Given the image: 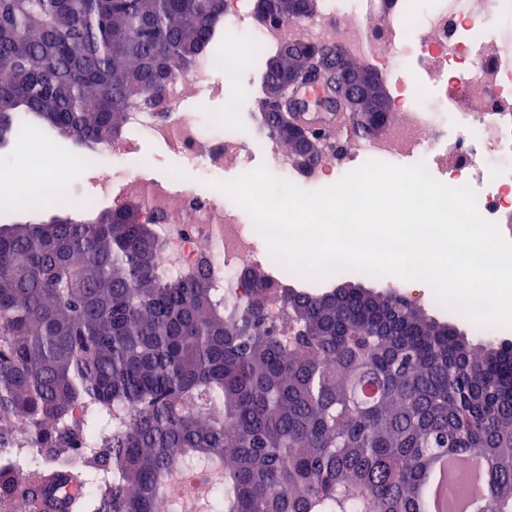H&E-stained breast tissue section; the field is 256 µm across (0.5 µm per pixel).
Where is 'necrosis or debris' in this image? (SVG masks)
<instances>
[{
    "instance_id": "necrosis-or-debris-1",
    "label": "necrosis or debris",
    "mask_w": 512,
    "mask_h": 512,
    "mask_svg": "<svg viewBox=\"0 0 512 512\" xmlns=\"http://www.w3.org/2000/svg\"><path fill=\"white\" fill-rule=\"evenodd\" d=\"M256 0H224V16L212 39L246 34L273 52L296 40L334 41L353 58L422 75L436 87L425 96L422 82L396 81L397 118L377 139L353 140L344 162L335 153L303 166L290 161L281 141L266 135L264 149L284 179L318 185L342 177L373 155L395 165L425 163L430 174L451 186H470L480 215L512 240V0H326L309 22L297 25L275 16L260 27L250 19ZM237 69L224 56L202 53L187 70H174L162 104L133 107L124 131L100 146L102 164L87 180L99 207L111 209L137 199L143 222L161 248L155 262L165 274L203 273L227 300L243 294L240 275L248 268H276L274 285L292 272L272 254L260 253L255 227L242 224L237 207L186 184L182 173L155 180L142 176L137 142L146 137L165 154L183 157L209 171L225 161H244L246 145L232 127L239 84ZM203 92L223 95V132L213 133L187 101ZM34 163L15 175L32 198L49 201L72 194L67 163H50L46 141L32 146ZM25 423L0 437V459L21 469L44 458Z\"/></svg>"
}]
</instances>
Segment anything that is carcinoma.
<instances>
[{
  "label": "carcinoma",
  "instance_id": "obj_1",
  "mask_svg": "<svg viewBox=\"0 0 512 512\" xmlns=\"http://www.w3.org/2000/svg\"><path fill=\"white\" fill-rule=\"evenodd\" d=\"M321 0H286L312 18ZM224 0H0V145L20 117L94 149L207 49ZM328 43L254 57L261 90ZM358 111L391 121L382 82ZM138 206L0 225V424L84 465L0 466L8 512H419L443 455L485 463V512H512V345H476L395 291L319 295L244 273L240 302L161 274ZM136 416L134 425L127 422Z\"/></svg>",
  "mask_w": 512,
  "mask_h": 512
}]
</instances>
